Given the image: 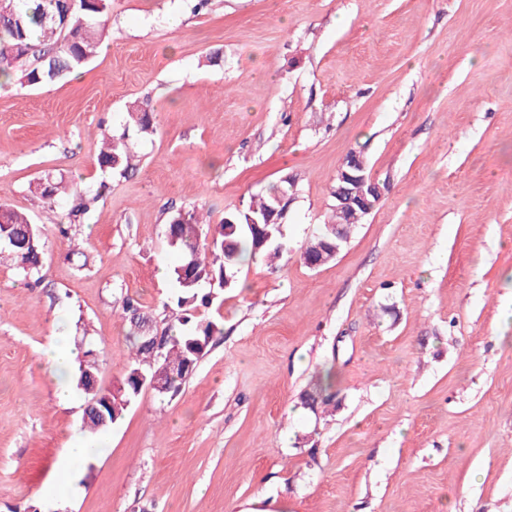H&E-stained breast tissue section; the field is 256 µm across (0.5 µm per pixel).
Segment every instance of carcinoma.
Listing matches in <instances>:
<instances>
[{
	"mask_svg": "<svg viewBox=\"0 0 512 512\" xmlns=\"http://www.w3.org/2000/svg\"><path fill=\"white\" fill-rule=\"evenodd\" d=\"M110 0H14V11L0 14V88L14 81L22 86H39L74 74L94 56L109 35ZM55 16L58 22L50 17ZM129 121L122 134L105 139L98 153L100 168L126 175L134 170L129 131L150 135L154 130L153 109L133 104L128 110ZM32 192L52 204L69 196L71 207L68 223L58 225L59 233L67 237L71 227L79 223L99 199L100 193L79 191L65 183L63 177L46 174L33 186ZM283 201L274 213L270 207L275 199ZM288 189L276 188L268 196L252 201L246 208L227 211L224 221L212 226L200 213L199 207L174 211L168 227L174 229L179 263L172 269L175 292L163 309L174 318L150 345L142 338L141 329L154 324L153 317L126 299L123 319L129 322L128 340L132 344L130 361L123 378L124 393L112 396V408L106 411L107 421L95 417L86 419L90 429L102 431L118 421L127 403L136 398L138 372L151 369L173 371L170 391L174 396L190 372L188 361H198L214 336L223 334L221 323L198 316L199 308H208L219 291L235 278L238 266L245 261L274 265L288 251L282 222L288 208ZM379 201L369 196L367 202L348 209L334 210L332 220L301 251L303 260L330 252L347 241L349 230L358 223L357 217L368 215ZM44 244L36 225L27 216L6 204H0V263L8 260L25 277L38 284L43 278ZM99 379V360L88 354L79 365L77 380L87 397L105 394L101 385H91L88 378Z\"/></svg>",
	"mask_w": 512,
	"mask_h": 512,
	"instance_id": "cac0c4a2",
	"label": "carcinoma"
}]
</instances>
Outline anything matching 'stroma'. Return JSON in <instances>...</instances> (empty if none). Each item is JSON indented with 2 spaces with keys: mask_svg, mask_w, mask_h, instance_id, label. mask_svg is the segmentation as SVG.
<instances>
[{
  "mask_svg": "<svg viewBox=\"0 0 512 512\" xmlns=\"http://www.w3.org/2000/svg\"><path fill=\"white\" fill-rule=\"evenodd\" d=\"M109 32L81 74L0 90V203L46 242L41 284L0 265V512H512V0H112ZM135 102L137 171H102ZM352 152L382 199L308 267ZM47 173L104 191L66 238ZM286 180L277 269L243 264L181 391L142 390L54 492L86 397L39 351L105 352L117 385L123 299L169 321L171 209L216 223ZM77 351L73 345L53 344L42 352V360L54 371V381L56 392L64 404H69L72 399L70 385L68 383V374L71 370Z\"/></svg>",
  "mask_w": 512,
  "mask_h": 512,
  "instance_id": "35a3bbf8",
  "label": "stroma"
}]
</instances>
